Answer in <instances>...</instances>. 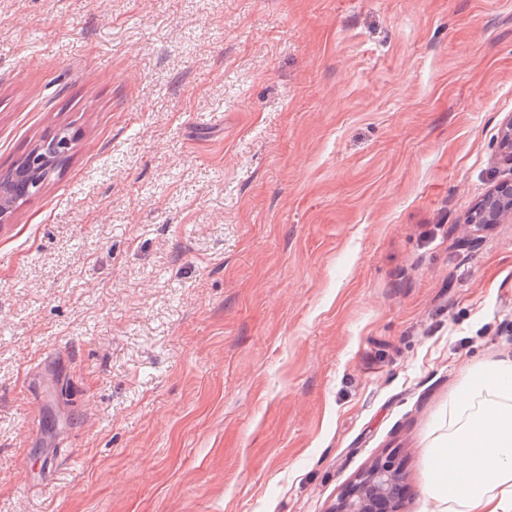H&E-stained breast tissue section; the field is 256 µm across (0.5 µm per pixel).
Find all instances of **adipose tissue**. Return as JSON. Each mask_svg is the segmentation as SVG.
I'll list each match as a JSON object with an SVG mask.
<instances>
[{"mask_svg":"<svg viewBox=\"0 0 512 512\" xmlns=\"http://www.w3.org/2000/svg\"><path fill=\"white\" fill-rule=\"evenodd\" d=\"M430 452V512H512V359L469 368Z\"/></svg>","mask_w":512,"mask_h":512,"instance_id":"adipose-tissue-1","label":"adipose tissue"}]
</instances>
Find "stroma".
I'll return each mask as SVG.
<instances>
[{"label":"stroma","instance_id":"obj_1","mask_svg":"<svg viewBox=\"0 0 512 512\" xmlns=\"http://www.w3.org/2000/svg\"><path fill=\"white\" fill-rule=\"evenodd\" d=\"M512 0H0V512H424L512 358ZM43 144L32 149L26 155L21 157L11 168L12 173L9 175L11 188L4 182V175L0 178V223H5L11 218L14 206V198L12 191L16 189H22L25 179H28L27 188L30 186V182L33 179L31 172L36 166L43 165V168L49 166V161L53 159V155L47 153L40 155L43 150ZM19 163H24V167L20 166L17 169ZM20 168V169H19ZM512 223V181L490 190L469 219V226L485 227L492 224ZM398 471L391 460L376 462L360 479L356 491L338 503L333 512H390Z\"/></svg>","mask_w":512,"mask_h":512}]
</instances>
